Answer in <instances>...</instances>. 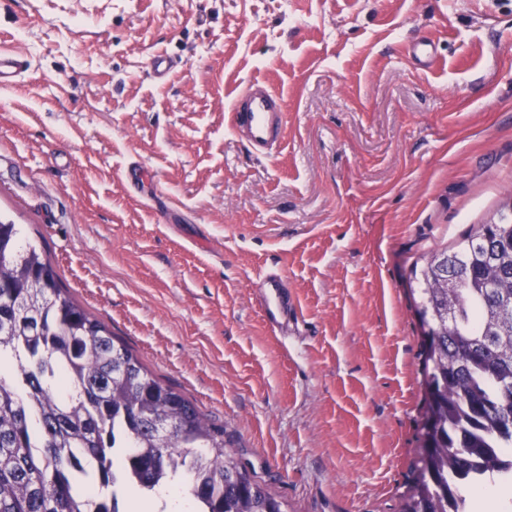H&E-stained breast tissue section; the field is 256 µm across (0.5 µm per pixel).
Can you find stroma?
I'll use <instances>...</instances> for the list:
<instances>
[{
    "label": "stroma",
    "mask_w": 512,
    "mask_h": 512,
    "mask_svg": "<svg viewBox=\"0 0 512 512\" xmlns=\"http://www.w3.org/2000/svg\"><path fill=\"white\" fill-rule=\"evenodd\" d=\"M0 47L27 61L0 88V220L287 512H400L425 414L411 269L512 204V0H0ZM255 80L285 102L268 155L229 120ZM134 163L152 184L128 188ZM264 319L274 333L288 330V324L297 320L294 299L288 286V279L279 274L264 278L259 294Z\"/></svg>",
    "instance_id": "obj_1"
}]
</instances>
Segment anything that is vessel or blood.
<instances>
[{
    "label": "vessel or blood",
    "instance_id": "vessel-or-blood-1",
    "mask_svg": "<svg viewBox=\"0 0 512 512\" xmlns=\"http://www.w3.org/2000/svg\"><path fill=\"white\" fill-rule=\"evenodd\" d=\"M25 67L18 53L0 49V87L11 85ZM284 100L261 82L252 83L231 104L230 118L234 130L240 131L247 143L259 150L280 145L283 139ZM264 319L276 333L286 331L297 311L285 276L272 274L262 282L259 294Z\"/></svg>",
    "mask_w": 512,
    "mask_h": 512
}]
</instances>
